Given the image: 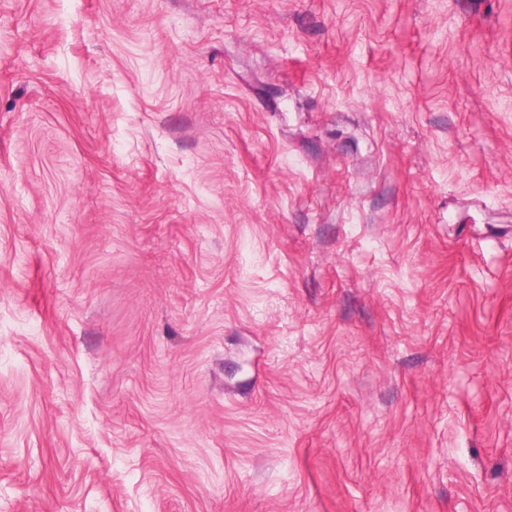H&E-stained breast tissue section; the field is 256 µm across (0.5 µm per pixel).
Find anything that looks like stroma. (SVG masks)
<instances>
[{"mask_svg": "<svg viewBox=\"0 0 512 512\" xmlns=\"http://www.w3.org/2000/svg\"><path fill=\"white\" fill-rule=\"evenodd\" d=\"M0 512H512V0H0Z\"/></svg>", "mask_w": 512, "mask_h": 512, "instance_id": "stroma-1", "label": "stroma"}]
</instances>
